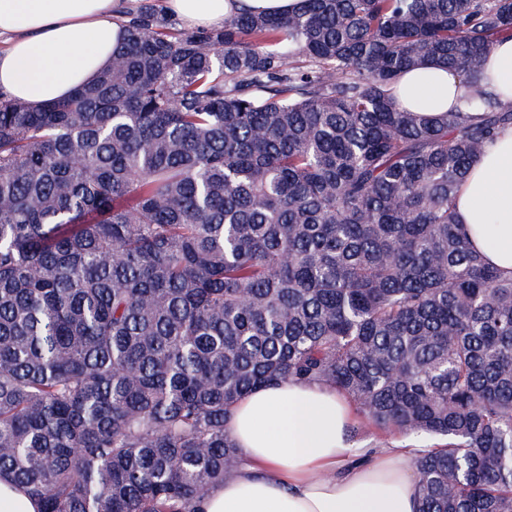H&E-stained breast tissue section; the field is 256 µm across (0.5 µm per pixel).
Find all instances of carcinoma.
<instances>
[{
    "mask_svg": "<svg viewBox=\"0 0 512 512\" xmlns=\"http://www.w3.org/2000/svg\"><path fill=\"white\" fill-rule=\"evenodd\" d=\"M505 37L512 0L143 6L67 99L0 90V476L41 512H196L236 403L293 378L427 441L419 512H512V278L454 217L512 126L480 78ZM428 62L464 110L398 107ZM299 2L300 0H165L164 7L163 0H130L126 1L124 15L127 19L129 12L147 3L160 14L173 19L177 29H211L224 26V17L241 8L255 13L284 15L295 10Z\"/></svg>",
    "mask_w": 512,
    "mask_h": 512,
    "instance_id": "carcinoma-1",
    "label": "carcinoma"
}]
</instances>
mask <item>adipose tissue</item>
I'll list each match as a JSON object with an SVG mask.
<instances>
[{
	"label": "adipose tissue",
	"mask_w": 512,
	"mask_h": 512,
	"mask_svg": "<svg viewBox=\"0 0 512 512\" xmlns=\"http://www.w3.org/2000/svg\"><path fill=\"white\" fill-rule=\"evenodd\" d=\"M300 0H165L193 28H218L232 12L287 14ZM120 0H0V89L29 104L68 98L112 62L126 28ZM482 81L512 101V38L489 54ZM456 74L426 65L397 85L400 106L433 113L465 105ZM485 263L512 276V128L473 163L456 200ZM347 398L295 379L262 386L236 405L227 428L243 463L200 500L198 512H418L411 448H361L350 440Z\"/></svg>",
	"instance_id": "obj_1"
}]
</instances>
